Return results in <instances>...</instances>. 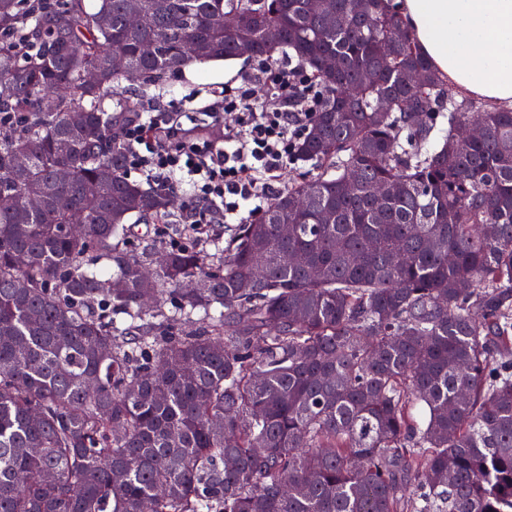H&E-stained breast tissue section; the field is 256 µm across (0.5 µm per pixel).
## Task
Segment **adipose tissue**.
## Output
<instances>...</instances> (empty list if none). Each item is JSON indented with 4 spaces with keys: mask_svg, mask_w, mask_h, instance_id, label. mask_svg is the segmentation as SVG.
Listing matches in <instances>:
<instances>
[{
    "mask_svg": "<svg viewBox=\"0 0 512 512\" xmlns=\"http://www.w3.org/2000/svg\"><path fill=\"white\" fill-rule=\"evenodd\" d=\"M420 51L461 92L512 107V0H398Z\"/></svg>",
    "mask_w": 512,
    "mask_h": 512,
    "instance_id": "obj_1",
    "label": "adipose tissue"
}]
</instances>
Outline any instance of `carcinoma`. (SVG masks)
I'll return each mask as SVG.
<instances>
[{"mask_svg": "<svg viewBox=\"0 0 512 512\" xmlns=\"http://www.w3.org/2000/svg\"><path fill=\"white\" fill-rule=\"evenodd\" d=\"M152 3L0 0V512H512V110L449 95L391 0ZM243 41L322 92L316 174L213 253L131 247L175 191L128 177L122 80Z\"/></svg>", "mask_w": 512, "mask_h": 512, "instance_id": "obj_1", "label": "carcinoma"}]
</instances>
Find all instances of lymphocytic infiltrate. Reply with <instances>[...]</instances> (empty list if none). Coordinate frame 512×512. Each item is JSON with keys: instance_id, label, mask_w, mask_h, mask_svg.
<instances>
[{"instance_id": "f902f5d3", "label": "lymphocytic infiltrate", "mask_w": 512, "mask_h": 512, "mask_svg": "<svg viewBox=\"0 0 512 512\" xmlns=\"http://www.w3.org/2000/svg\"><path fill=\"white\" fill-rule=\"evenodd\" d=\"M317 105L304 68L293 61L254 67L236 94L204 105L205 122L183 112H140L125 148L147 179L190 186L182 221L192 229L230 224L244 202L261 207L295 162L294 142Z\"/></svg>"}]
</instances>
